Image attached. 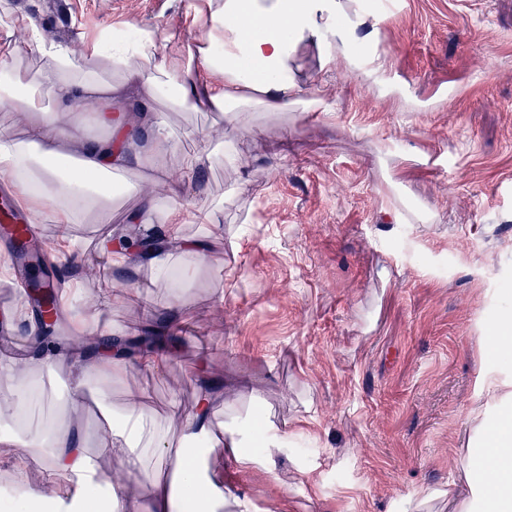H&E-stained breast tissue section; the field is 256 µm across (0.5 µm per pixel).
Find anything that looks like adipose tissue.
I'll list each match as a JSON object with an SVG mask.
<instances>
[{"label": "adipose tissue", "instance_id": "1", "mask_svg": "<svg viewBox=\"0 0 512 512\" xmlns=\"http://www.w3.org/2000/svg\"><path fill=\"white\" fill-rule=\"evenodd\" d=\"M337 0H199L185 15L193 46L162 49L157 32L125 24L99 32L83 52L46 38L32 19H23L25 47L41 62V84L52 107L37 109L33 96L22 98L25 111H39L26 129L27 140L17 143L0 130V174L14 184L33 217L57 225L61 258H69L74 243L72 226L86 213L109 223L112 199L110 172L126 166L137 143L128 130L125 113L113 110L115 95L132 100L176 91L174 102L192 111L231 115L259 105L267 112L320 109L319 99H303L297 79V54L307 44L324 46L326 62H353V25H338ZM121 83H112L111 74ZM92 106L95 120L109 128L108 136L89 140L79 108ZM139 123L152 133L153 153L177 155L181 180L170 181L166 167L152 168L150 182H169L180 196L204 162L202 154H180L179 144L161 113L139 112ZM68 143L79 154L78 164L65 169L44 168L34 175L41 158L59 157ZM135 233L116 238L105 234L102 254L113 265H134L156 279L177 281L184 276L185 257L205 258L203 236L185 234L187 224H211L215 216L202 208L173 205L163 211L146 206L134 215ZM116 292L103 281L93 311L78 322L80 343L64 348L44 342L42 329L26 300L8 312L10 322L25 329V349L0 354V417L19 419L39 399V372L61 369L70 387L60 413L33 428L0 433V455L10 457L0 470V512H223L224 484L210 462L231 451L235 463L251 466L252 438L217 421L224 393L202 385L194 407L182 412L170 403L166 418H158L144 402L134 378L145 371H162L176 354L177 335L185 324L178 309L159 321L158 339L136 351L100 322ZM123 385L128 399L122 412L110 403L112 388ZM95 400L103 420L96 437L100 453L90 452L72 430L88 400ZM485 406L475 414L476 426L462 451L463 479L468 493L456 497V512H512V379L491 382ZM180 420L179 439L170 436V423ZM147 477L143 496L130 493L132 480Z\"/></svg>", "mask_w": 512, "mask_h": 512}]
</instances>
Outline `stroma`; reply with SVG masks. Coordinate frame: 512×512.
I'll return each instance as SVG.
<instances>
[{"instance_id":"stroma-1","label":"stroma","mask_w":512,"mask_h":512,"mask_svg":"<svg viewBox=\"0 0 512 512\" xmlns=\"http://www.w3.org/2000/svg\"><path fill=\"white\" fill-rule=\"evenodd\" d=\"M0 0V54L23 44L22 18L81 51L127 22L190 39L193 0ZM376 70L298 56L306 97L324 112L244 109L231 121L151 101L174 131L237 144L156 207L216 211L205 261L177 294L149 287L158 316L176 301L187 328L165 376L138 381L157 415L191 409L201 377L224 383L225 421L263 412L284 441L224 487L253 512H452L483 378L512 376L482 336L512 297V0H407L357 31ZM444 155L446 170L419 161ZM223 300H216V290Z\"/></svg>"}]
</instances>
